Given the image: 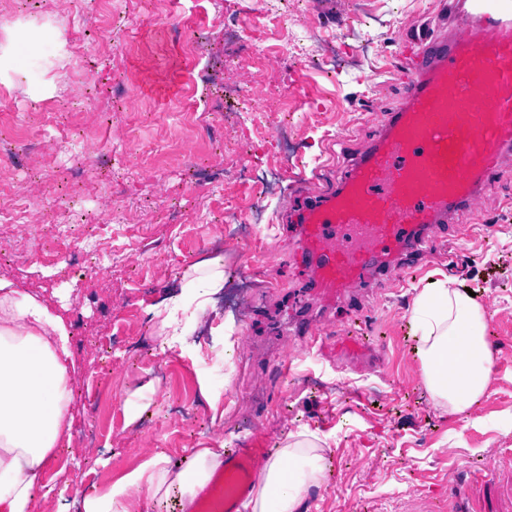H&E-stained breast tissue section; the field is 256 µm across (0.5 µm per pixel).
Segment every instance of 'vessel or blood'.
<instances>
[{
  "instance_id": "obj_1",
  "label": "vessel or blood",
  "mask_w": 512,
  "mask_h": 512,
  "mask_svg": "<svg viewBox=\"0 0 512 512\" xmlns=\"http://www.w3.org/2000/svg\"><path fill=\"white\" fill-rule=\"evenodd\" d=\"M455 42L417 39L402 103L336 190L309 210L299 250L330 301L373 275L378 256L419 244L469 204L512 150V0H471ZM273 453L256 438L226 450L195 512H242Z\"/></svg>"
}]
</instances>
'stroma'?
Returning <instances> with one entry per match:
<instances>
[{
	"instance_id": "stroma-1",
	"label": "stroma",
	"mask_w": 512,
	"mask_h": 512,
	"mask_svg": "<svg viewBox=\"0 0 512 512\" xmlns=\"http://www.w3.org/2000/svg\"><path fill=\"white\" fill-rule=\"evenodd\" d=\"M75 7L74 0H38L37 10L54 15V24L27 18L0 25V159L21 136L39 143L8 170L0 195L32 200L40 192L28 176L35 169L54 191L85 199L109 221L98 237L112 272L91 278L64 280L40 263L36 224L0 235L13 249L12 259L0 262V280L37 298L70 332V450L50 461L51 491L37 496L34 512H75L82 493L104 488L157 452L184 466L199 448H232L257 432L277 444L302 428L329 436L331 444L326 483L311 494L308 512H405L410 500L447 497L449 484L481 476L492 462L501 481L512 480V154L473 208L454 211L423 249L381 259L376 285L352 289L347 301L322 299L297 254L302 210L336 187L401 103L399 78L387 68L398 51L394 34L452 37L470 23L468 0H313L305 16L315 34L310 50L337 52L342 63L332 76L301 72L306 97L322 110L289 129L299 153L287 170L275 155L257 154L253 171L265 177L262 195L226 181L225 171L244 157L240 86L251 76L276 89V39L264 42L262 67L228 72L224 58L235 47L225 41L210 0H181L184 20L204 35L198 56L157 20L155 0H120L113 21L133 31L122 43L93 29L76 36L67 18ZM24 32L44 39L38 57L21 48ZM83 41L96 43L105 61L86 79ZM204 64L223 111H177L182 97L200 95L195 81ZM89 90L95 98L85 112L58 114L61 97ZM133 128L160 152L136 158ZM77 129L106 142L107 151L76 156L70 136ZM171 205L178 210L172 220L165 216ZM228 210L256 224L252 254L275 266L273 287L243 290L236 239L221 221ZM487 255L496 256L497 267L485 265ZM217 256L226 283L215 292L210 271L189 268ZM189 273L209 305L192 350L184 352L170 346L174 324H163L152 310L177 294ZM446 276L476 289L496 342L492 385L463 415L433 405L407 325L415 295ZM316 324L336 354L335 366L322 373L312 370L304 350ZM220 326L232 333L241 369L225 376L224 394L213 405L201 395L197 375L210 354L224 350ZM356 330L386 337L385 349L358 359L340 353L342 338ZM102 336L116 342L107 363L97 344ZM139 347L171 348L165 376L147 365L129 368L126 359ZM147 385L152 399L137 420H128L125 401ZM174 404L188 408L190 419L171 415ZM106 449L112 464L103 468L97 459Z\"/></svg>"
}]
</instances>
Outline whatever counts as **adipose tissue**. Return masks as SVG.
<instances>
[{
  "label": "adipose tissue",
  "mask_w": 512,
  "mask_h": 512,
  "mask_svg": "<svg viewBox=\"0 0 512 512\" xmlns=\"http://www.w3.org/2000/svg\"><path fill=\"white\" fill-rule=\"evenodd\" d=\"M410 319L431 400L448 413L465 414L480 403L493 376L483 305L447 277L415 296ZM68 340L46 306L0 280V512H33L45 469L70 429ZM329 448L328 438L316 433L288 435L265 463L247 512H304L311 490L325 484ZM223 459V448H204L189 467L177 469L155 453L103 489L83 494L82 512H133L137 503L174 490L182 506H190Z\"/></svg>",
  "instance_id": "adipose-tissue-1"
}]
</instances>
